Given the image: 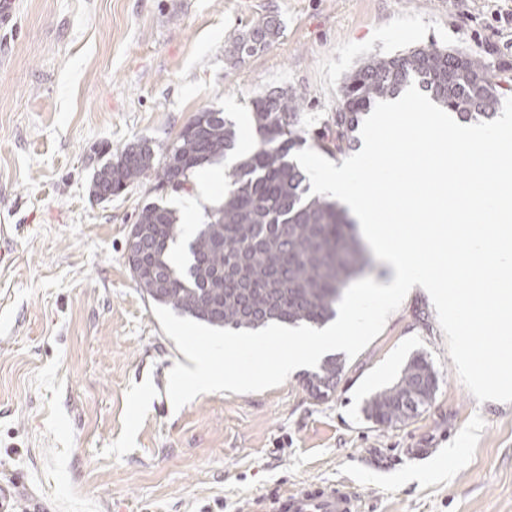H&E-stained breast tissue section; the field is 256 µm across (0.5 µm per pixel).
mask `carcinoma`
I'll use <instances>...</instances> for the list:
<instances>
[{"label": "carcinoma", "instance_id": "1", "mask_svg": "<svg viewBox=\"0 0 512 512\" xmlns=\"http://www.w3.org/2000/svg\"><path fill=\"white\" fill-rule=\"evenodd\" d=\"M279 33L280 23L263 17L224 42V60L235 66L266 50ZM414 82L465 120H489L502 104L486 65L473 53L430 45L370 54L344 74L341 99L328 134L318 137L319 148L333 155L351 147L361 115ZM301 109L300 98L288 91L252 101L258 140L224 173V200L197 225L181 263L169 256L182 233L175 212L159 202L142 207L135 226L144 248L129 249L126 256L133 279L153 303L210 327L239 331L271 323L321 327L336 316L366 256L347 208L307 197L306 176L290 159L306 142ZM237 139L224 113L203 109L171 143L126 144L96 172L90 193L98 196L101 184L110 182L118 195L150 176L158 189L187 191L194 173L234 151ZM343 370V360L329 355L304 380L314 397L323 398ZM437 387L432 363L414 354L397 382L367 401L366 415L383 428L395 427L417 416Z\"/></svg>", "mask_w": 512, "mask_h": 512}]
</instances>
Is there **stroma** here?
<instances>
[{"instance_id":"35a3bbf8","label":"stroma","mask_w":512,"mask_h":512,"mask_svg":"<svg viewBox=\"0 0 512 512\" xmlns=\"http://www.w3.org/2000/svg\"><path fill=\"white\" fill-rule=\"evenodd\" d=\"M0 31V481L45 512H276L284 489L345 484L357 512H512V403L478 402L448 354L431 298L407 294L346 359L332 393L302 370L261 392L174 409L185 362L133 279L126 243L144 203L205 222L195 191L153 181L109 202L94 172L126 143L174 141L201 109L237 131L258 95L303 102L316 149L343 75L371 53L436 45L481 55L512 97V0H15ZM265 16L279 38L237 66L224 42ZM439 374L432 403L398 427L366 400L414 353Z\"/></svg>"}]
</instances>
